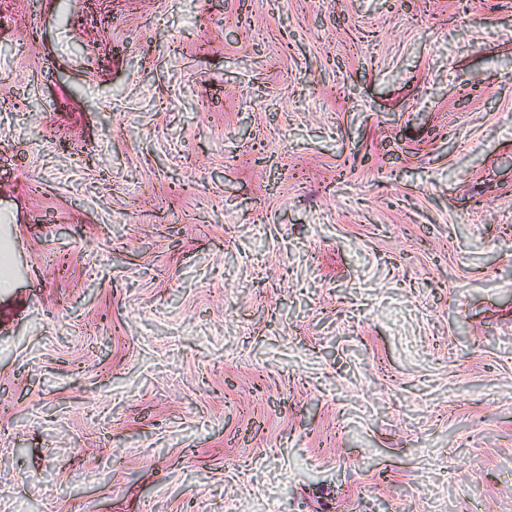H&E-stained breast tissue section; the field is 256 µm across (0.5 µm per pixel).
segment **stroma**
Returning a JSON list of instances; mask_svg holds the SVG:
<instances>
[{"label":"stroma","mask_w":512,"mask_h":512,"mask_svg":"<svg viewBox=\"0 0 512 512\" xmlns=\"http://www.w3.org/2000/svg\"><path fill=\"white\" fill-rule=\"evenodd\" d=\"M0 512H512V0H0Z\"/></svg>","instance_id":"obj_1"}]
</instances>
